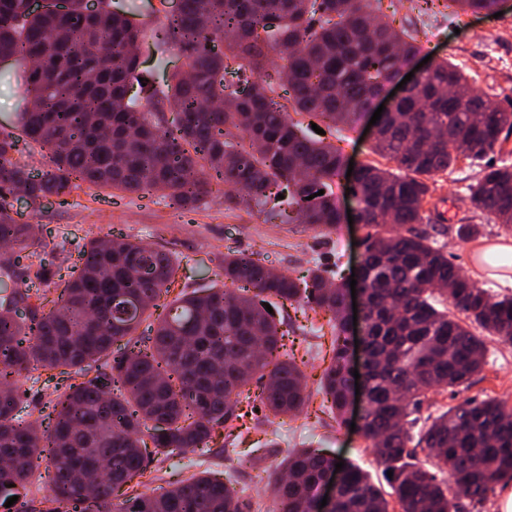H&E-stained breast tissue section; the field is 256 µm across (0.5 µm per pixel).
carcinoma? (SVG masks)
I'll return each instance as SVG.
<instances>
[{
	"label": "carcinoma",
	"mask_w": 512,
	"mask_h": 512,
	"mask_svg": "<svg viewBox=\"0 0 512 512\" xmlns=\"http://www.w3.org/2000/svg\"><path fill=\"white\" fill-rule=\"evenodd\" d=\"M373 2L182 0L154 38L185 55L189 72L163 90L139 70L144 28L130 19L135 5L114 9L100 0L87 14L83 0H68L64 12L50 2L33 13L28 0H0V62L25 66L23 110L14 130L0 131V244L10 247L0 253V508L12 496L27 507L43 465L45 512L71 502L88 504V512H243L231 482L206 474L160 493L128 490L146 484L152 457L237 437L243 399L274 416L303 409L307 385L275 317L287 304L330 315L332 355L320 389L333 412H344L345 286L320 269L276 275L258 259L228 253L224 287L181 293L155 316L151 309L174 282L169 253L103 235L79 251L65 280L44 253L65 252L67 241L50 243L18 222L11 198L20 194L38 208L52 197L64 203L88 184L159 192L192 211L216 181L230 187L224 209L249 213L274 187L284 198L272 217L330 234L336 202L329 188L343 160L332 144L308 138L292 114L347 125L378 79L419 53L417 40L380 19ZM446 2L461 14L499 6ZM271 68L288 87L284 104ZM228 73L244 94L226 82ZM166 112L174 114L168 125L160 118ZM511 138L512 110L490 104L467 75L438 60L372 145L396 170L367 163L357 178L368 253L363 438L398 512H463L460 497L480 505L512 480V411L496 398L451 406L426 418L418 438L410 434L421 396L467 386L481 371L477 330L512 341V297L490 296L416 228L430 193L426 179L461 158L485 161L470 203L486 221L509 226L512 167L488 157ZM25 146L45 152L42 168L25 158ZM28 283L59 290L49 310L30 303ZM439 297L447 307H436ZM101 359L103 369L69 385L44 421L27 419L21 402L30 371L82 376ZM255 379L264 384L253 394ZM419 449L445 477L417 460ZM335 464L315 449L290 453L286 476L272 488L275 512H308ZM341 473L335 512H389L363 470L346 463Z\"/></svg>",
	"instance_id": "obj_1"
}]
</instances>
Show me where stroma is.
<instances>
[{
	"mask_svg": "<svg viewBox=\"0 0 512 512\" xmlns=\"http://www.w3.org/2000/svg\"><path fill=\"white\" fill-rule=\"evenodd\" d=\"M500 17L471 14L456 18L443 0H380V13L395 28L416 30L421 56L445 59L471 80L485 98L505 106L512 102V0H502ZM141 69L158 84H167L174 73L183 71L187 60L181 54L158 48L145 38L138 48ZM332 142L345 160L354 164L373 163L388 167V160L371 150V134L365 129L342 128ZM477 167L462 160L445 174L430 179L432 196L424 206L422 227L433 245L479 287L492 296L512 295V282L495 277L492 266H479L481 253L489 246L512 240V229L481 223L469 201V187ZM18 219L36 224L46 232L62 231L69 239V252L59 258L62 273L76 263L78 250L95 237L112 235L142 242L173 254L177 260V289L185 292L224 285L222 268L226 253L261 259L271 271L293 275L306 273L317 264L351 277L361 259L357 226L341 223L326 239L304 224L268 220L266 214H247L224 208V196L216 191L206 206L183 212L156 192L130 194L111 189L82 186L67 204L43 203L29 208L14 203ZM480 224V234L461 239L456 229L465 223ZM290 333L288 353L306 376L312 398L295 417L272 418L242 404V434L237 439V460L227 465L219 445L196 453L152 459L149 468L154 487L167 488L207 469L213 475L231 476L245 505H271V484L290 451L319 448L336 460L357 465L374 482H382L380 467L366 442L350 429L354 413L335 416L317 392L319 379L332 355L330 328L322 313L289 308L279 314ZM485 365L468 388L457 394L428 393L422 414L436 415L468 398L494 397L512 409V342L486 336ZM39 381L28 393L26 411L30 419L50 412L56 395L70 380L55 370H39Z\"/></svg>",
	"mask_w": 512,
	"mask_h": 512,
	"instance_id": "stroma-1",
	"label": "stroma"
}]
</instances>
